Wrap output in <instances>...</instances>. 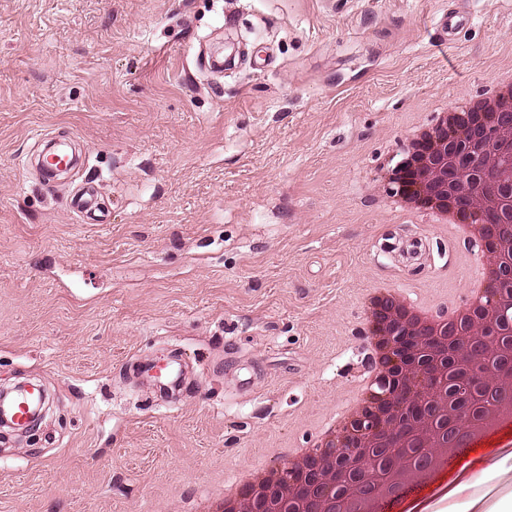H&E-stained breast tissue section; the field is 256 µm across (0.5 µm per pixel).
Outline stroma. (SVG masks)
Wrapping results in <instances>:
<instances>
[{"label":"stroma","mask_w":512,"mask_h":512,"mask_svg":"<svg viewBox=\"0 0 512 512\" xmlns=\"http://www.w3.org/2000/svg\"><path fill=\"white\" fill-rule=\"evenodd\" d=\"M0 0V387L43 385L0 442V512H187L302 444L352 395L375 288L464 283L457 248L384 196L415 125L512 70V0ZM73 133L110 214L25 156ZM179 351L174 404L136 379ZM447 500L512 496V453ZM69 207L84 224H109L110 215L99 207L97 188L92 181L83 179L71 190Z\"/></svg>","instance_id":"35a3bbf8"}]
</instances>
